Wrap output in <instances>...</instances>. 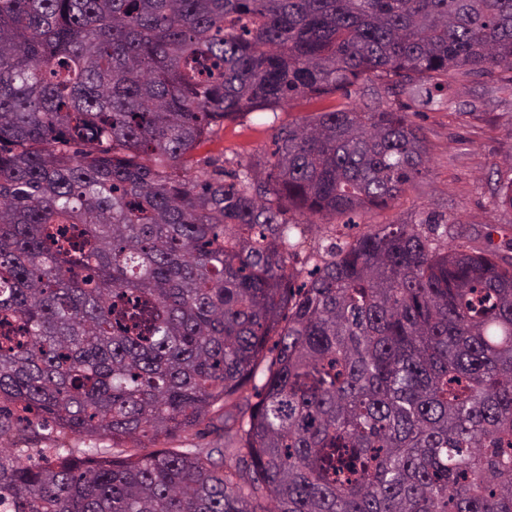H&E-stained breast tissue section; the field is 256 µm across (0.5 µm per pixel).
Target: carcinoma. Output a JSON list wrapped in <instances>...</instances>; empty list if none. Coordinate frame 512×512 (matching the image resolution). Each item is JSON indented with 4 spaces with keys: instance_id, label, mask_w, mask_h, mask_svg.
Masks as SVG:
<instances>
[{
    "instance_id": "1",
    "label": "carcinoma",
    "mask_w": 512,
    "mask_h": 512,
    "mask_svg": "<svg viewBox=\"0 0 512 512\" xmlns=\"http://www.w3.org/2000/svg\"><path fill=\"white\" fill-rule=\"evenodd\" d=\"M459 76L512 84V0H0V501L512 512V260L421 222L288 267L289 211L387 208L425 171L386 95ZM335 94L276 129L267 181L191 173L214 127ZM203 423L235 469L131 452ZM35 426L112 447L36 461Z\"/></svg>"
}]
</instances>
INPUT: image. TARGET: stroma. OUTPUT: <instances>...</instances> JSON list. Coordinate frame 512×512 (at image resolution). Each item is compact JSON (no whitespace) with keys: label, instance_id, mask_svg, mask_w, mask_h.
Segmentation results:
<instances>
[{"label":"stroma","instance_id":"35a3bbf8","mask_svg":"<svg viewBox=\"0 0 512 512\" xmlns=\"http://www.w3.org/2000/svg\"><path fill=\"white\" fill-rule=\"evenodd\" d=\"M435 104L422 105L409 96L397 101L426 135L428 164L412 190L385 209H371L357 218L365 229L416 224L432 218L454 233L469 250L512 251V209L496 207L495 182L512 180V87L487 78H468L435 92ZM299 98L282 112H253L217 128L211 141L199 146L193 159L199 170L226 171L247 166L253 180L265 177V162L274 150L275 128L336 104ZM340 220L299 223L290 240L292 259H323L332 243L343 241Z\"/></svg>","mask_w":512,"mask_h":512}]
</instances>
